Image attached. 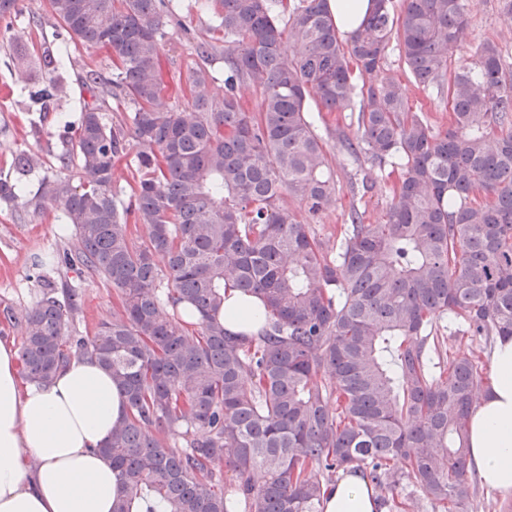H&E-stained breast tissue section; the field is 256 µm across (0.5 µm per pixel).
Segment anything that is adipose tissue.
I'll return each mask as SVG.
<instances>
[{
	"instance_id": "obj_1",
	"label": "adipose tissue",
	"mask_w": 512,
	"mask_h": 512,
	"mask_svg": "<svg viewBox=\"0 0 512 512\" xmlns=\"http://www.w3.org/2000/svg\"><path fill=\"white\" fill-rule=\"evenodd\" d=\"M258 298L229 288L223 322L232 333L260 325ZM125 411L111 375L90 356L69 362L49 385L22 381L19 351L0 340V512H112L118 476L98 447ZM467 471L512 498V338L497 339L490 376L467 427ZM323 512H380L360 473L323 492Z\"/></svg>"
}]
</instances>
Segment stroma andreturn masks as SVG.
<instances>
[{
    "instance_id": "obj_1",
    "label": "stroma",
    "mask_w": 512,
    "mask_h": 512,
    "mask_svg": "<svg viewBox=\"0 0 512 512\" xmlns=\"http://www.w3.org/2000/svg\"><path fill=\"white\" fill-rule=\"evenodd\" d=\"M198 0H174L175 10L194 32V41H186L179 31H171L162 55V66L173 82H186L196 68L198 58L195 41L209 40L218 20L212 11L199 8ZM504 0H474L470 12L468 40L461 52L453 55L450 68H457L472 55L480 44L490 41L502 52L508 70L512 71V25L505 22ZM68 42L73 60L66 95L59 105L71 120H78L80 86L77 82L83 67L100 70L111 77L112 64L104 52L91 51L57 23L46 0H24L20 14L11 25L0 22V87L9 93L0 97V177L21 179L24 198L11 203L0 201V310L12 309L16 319L0 321V338L21 343L23 328L20 321L41 297L43 279L65 282L79 288L83 307L71 328L82 335H93L100 322L117 312L119 299L103 279L85 270L58 267L59 253L70 248V233L60 232L62 207L35 214L26 207L44 177H76L75 169L60 167L56 157L62 151L52 118L43 117L39 108L28 99L29 91L50 86L51 73L44 68L40 54L46 43ZM387 73L398 81L404 91L408 107L424 113L437 128L448 125L446 109L437 86H422L415 82L399 57L397 48H390ZM358 106L340 112L321 113L318 129L323 139L329 170L336 186V203L311 224L313 232L326 249H335L341 231L348 222L351 210H359L368 224L383 222L392 196L394 178L389 167H376L368 160L353 162L341 149L338 137L354 135L357 129ZM23 152L41 156L43 164L25 175H18L16 157Z\"/></svg>"
}]
</instances>
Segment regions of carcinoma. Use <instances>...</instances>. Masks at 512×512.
<instances>
[{"label": "carcinoma", "instance_id": "cac0c4a2", "mask_svg": "<svg viewBox=\"0 0 512 512\" xmlns=\"http://www.w3.org/2000/svg\"><path fill=\"white\" fill-rule=\"evenodd\" d=\"M472 5L372 0L344 46L327 0H207L218 37L196 44L202 65L182 107L161 51L169 25L191 30L170 0H49L114 72L83 69L77 129L57 118L67 144L58 162L86 180L47 177L31 206L63 205L73 246L57 264L102 278L121 309L94 335L75 336L81 295L45 279L24 317L20 358L24 377L47 385L91 355L122 390L126 414L99 447L120 473L112 512H142L149 501L165 512H321L324 488L348 468L388 512L410 508L404 482L434 512L473 506L467 421L486 378L474 351L448 355L436 321L448 313L464 335L512 337V78L490 42L448 71ZM393 42L417 83L446 86L447 129L407 109L386 75ZM218 54L222 93L207 68ZM42 60L57 73L56 94L65 92L67 46L44 48ZM241 83L254 88L257 111L244 106ZM108 97L132 108L133 143L103 121ZM357 97V133L341 136L342 147L391 161L399 176L384 222L352 211L333 254L283 198L312 219L335 204L308 104L337 112ZM130 149L139 177L120 209L115 161ZM21 192L0 178V200ZM130 217L148 231L139 245ZM226 285L263 299L258 335L224 329ZM153 426L181 431L185 447Z\"/></svg>", "mask_w": 512, "mask_h": 512}]
</instances>
